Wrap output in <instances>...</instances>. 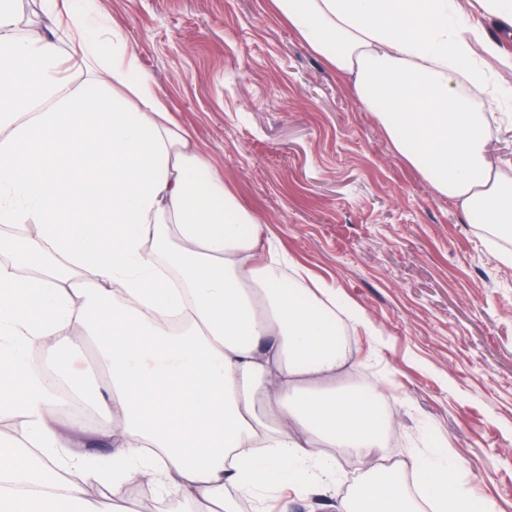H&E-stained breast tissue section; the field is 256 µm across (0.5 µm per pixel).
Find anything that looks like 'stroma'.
<instances>
[{"label": "stroma", "instance_id": "stroma-1", "mask_svg": "<svg viewBox=\"0 0 512 512\" xmlns=\"http://www.w3.org/2000/svg\"><path fill=\"white\" fill-rule=\"evenodd\" d=\"M224 182L296 261L379 329L342 379L399 414L404 470L445 448L476 501L512 512V264L481 225L392 148L376 113L278 15L273 0H99ZM457 7L512 54V24ZM337 512L365 467L336 459Z\"/></svg>", "mask_w": 512, "mask_h": 512}]
</instances>
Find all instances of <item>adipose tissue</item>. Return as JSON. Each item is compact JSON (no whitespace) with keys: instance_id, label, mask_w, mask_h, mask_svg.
Masks as SVG:
<instances>
[{"instance_id":"obj_1","label":"adipose tissue","mask_w":512,"mask_h":512,"mask_svg":"<svg viewBox=\"0 0 512 512\" xmlns=\"http://www.w3.org/2000/svg\"><path fill=\"white\" fill-rule=\"evenodd\" d=\"M17 2L0 0V224L37 234L0 237V415L28 417L24 441L0 436V512H133L120 499L141 478L223 512L285 487L325 497L340 452L367 463L371 512H495L439 451L414 466L410 496L387 463L392 417L336 383L352 358L336 332L344 301L286 277L281 241L212 170L99 0H41L23 34ZM274 2L352 79L398 155L466 220L512 232V179L490 148L512 57L455 0ZM477 40L503 78L474 63ZM465 81L484 89L483 110ZM22 263L36 276L17 275ZM65 327L71 344L95 337L108 369L104 457L59 434L63 403L29 369ZM107 482L111 498L88 496Z\"/></svg>"}]
</instances>
